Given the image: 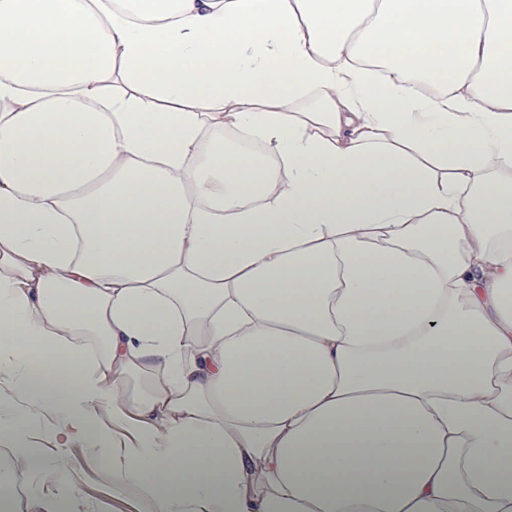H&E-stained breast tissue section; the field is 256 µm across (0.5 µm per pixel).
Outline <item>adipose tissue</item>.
<instances>
[{"label": "adipose tissue", "instance_id": "1", "mask_svg": "<svg viewBox=\"0 0 512 512\" xmlns=\"http://www.w3.org/2000/svg\"><path fill=\"white\" fill-rule=\"evenodd\" d=\"M37 432L144 512H512V0H0V504L61 512Z\"/></svg>", "mask_w": 512, "mask_h": 512}]
</instances>
